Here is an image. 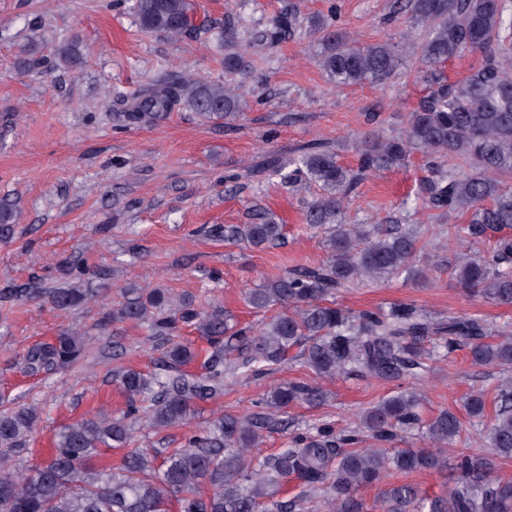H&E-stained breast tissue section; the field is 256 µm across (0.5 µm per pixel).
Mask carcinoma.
<instances>
[{
	"instance_id": "1",
	"label": "carcinoma",
	"mask_w": 512,
	"mask_h": 512,
	"mask_svg": "<svg viewBox=\"0 0 512 512\" xmlns=\"http://www.w3.org/2000/svg\"><path fill=\"white\" fill-rule=\"evenodd\" d=\"M416 26L427 30L420 46L423 60L441 65L467 54L481 61L461 80L439 84L408 115L399 135L370 134L357 144L359 167L339 164L337 152L314 145L276 169L295 190L314 183L320 193L307 203L304 219L311 231L323 230L327 257L315 266L295 268L245 291V301L263 310L284 312L254 330L240 327L221 307L200 310L194 301L171 300L159 289L128 288L124 301L106 310L102 324L143 326L162 341L157 371L146 374L121 366L112 381L126 398L119 415L100 413L65 427L42 463L14 462L37 426L35 406L0 411V512H316L315 500L325 497L328 512H364L357 492L379 485L392 474L453 472L444 496L429 497L414 484H391L380 491L374 508L380 512H512V480L496 475L498 462L512 457V377L495 387V411L485 418L482 390L462 400L469 417L478 420V447L490 453H465L448 459L438 452L456 443L463 424L452 410H442L424 423L417 411V393L403 389L365 409L356 424L343 428L322 420L307 431H292L288 445L260 458L253 449L263 433L278 424L297 404L323 405L328 393L321 379L339 375L371 377L385 382L421 380L434 364L464 347L473 364L512 368V335L493 331L475 317L431 318L411 304H393L378 311L350 313L327 301L364 281L403 278L417 287L429 285L417 264V231L394 215L374 224H347L348 195L363 174L405 164L411 150L461 159L446 170L433 168L419 182L417 198L427 211L455 213L464 222L450 226L456 242L470 245L497 226H512V5L508 0H405ZM140 28L172 37L193 26L194 0H131ZM293 16L265 31V40L294 35ZM318 34V65L338 87L364 82L381 84L402 64L397 46L385 41L360 43L333 21L314 23ZM245 48L237 33L224 31V69H244ZM186 104L204 119L222 118L231 125L242 111L240 96L221 82L193 78L150 86L133 94L122 114L128 127L158 120ZM284 225L265 213L251 224L212 229L230 244L255 249L279 243ZM459 285L499 305H512V236L495 241L492 253L463 254L448 262ZM69 288L42 291L36 285L15 293L44 298L68 310L95 297L83 283L101 273L70 267ZM190 327L211 351L201 354L180 331ZM299 349L309 379L282 380L268 387L246 415L225 413L208 427L187 436L167 452L130 448L140 422L155 433L182 426L197 406L224 396V387L242 376L271 373L288 352ZM83 337L62 331L51 343L37 345L24 356L32 374L69 366L82 358ZM239 357L226 362V353ZM199 364L200 372L185 367ZM421 431L432 448L388 447L413 431ZM103 448L123 451L119 464L98 467ZM161 464H156L158 457ZM296 479L303 493L290 496L285 485ZM210 486L203 494L200 487Z\"/></svg>"
}]
</instances>
